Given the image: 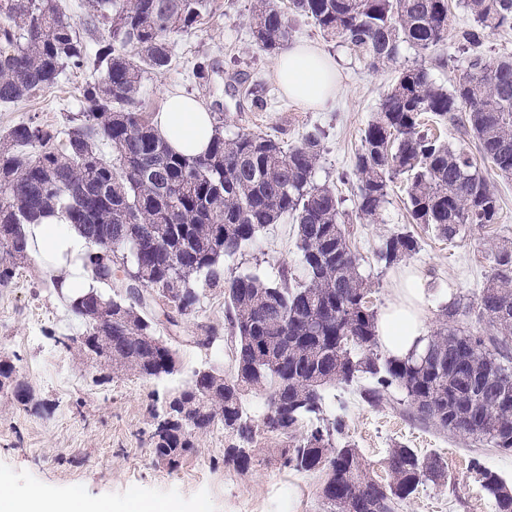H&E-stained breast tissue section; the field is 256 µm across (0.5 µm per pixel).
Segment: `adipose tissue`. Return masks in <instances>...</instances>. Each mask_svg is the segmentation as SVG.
Returning <instances> with one entry per match:
<instances>
[{
  "instance_id": "1",
  "label": "adipose tissue",
  "mask_w": 512,
  "mask_h": 512,
  "mask_svg": "<svg viewBox=\"0 0 512 512\" xmlns=\"http://www.w3.org/2000/svg\"><path fill=\"white\" fill-rule=\"evenodd\" d=\"M275 75L289 98L307 108L335 103L340 89L334 57L310 44L292 45L282 52ZM154 124L171 149L186 155L204 152L215 136L216 124L209 109L198 99L182 94L167 95ZM26 236L31 251L40 258L52 280L76 284L83 291L95 288L91 274L75 277L73 268L58 259L66 251L77 255L89 249L87 239L67 223L62 213L28 225ZM425 297L421 275L411 274L402 288L396 289L394 301L379 317L377 334L391 357L402 359L423 349L427 327L420 305ZM0 512H95V508L76 495L58 499L36 488L21 492L10 480L1 479Z\"/></svg>"
}]
</instances>
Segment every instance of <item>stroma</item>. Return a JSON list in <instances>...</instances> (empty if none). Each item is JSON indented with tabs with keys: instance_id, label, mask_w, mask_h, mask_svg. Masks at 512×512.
Listing matches in <instances>:
<instances>
[{
	"instance_id": "35a3bbf8",
	"label": "stroma",
	"mask_w": 512,
	"mask_h": 512,
	"mask_svg": "<svg viewBox=\"0 0 512 512\" xmlns=\"http://www.w3.org/2000/svg\"><path fill=\"white\" fill-rule=\"evenodd\" d=\"M254 2L207 0L201 25L171 38V66L163 73L145 75L139 95L144 112L157 114L166 93L180 92L206 104L220 101L228 137L262 132L292 144L307 129H323L326 136L315 180L335 187L341 199L351 247L362 255L363 272L372 282L374 310L384 311L407 272H421L427 288L423 307L427 328L436 331L447 322L443 310L449 299L476 301L491 273L495 247L512 246V179L490 178L500 198L497 222L468 225L463 236L450 243L411 223L405 185L399 178L391 183L378 220L360 219L352 172L361 136L401 69L423 67L433 82L445 87L463 75L466 56L455 36L469 27L470 13L461 0H448L449 38L442 46L427 52L402 48L396 62L375 70L340 40L326 38L311 19L288 11L292 42L318 45L341 68L343 91L334 108L317 111L289 100L276 82V54L261 50L252 38L249 15ZM203 59L216 67L205 79L195 74L196 63ZM89 76L86 69H66L54 86L18 104L0 106V131L28 121L65 130L79 111ZM255 87L267 99L265 111L251 106L249 91ZM393 233L412 234L419 250L387 268L377 263L374 252L383 237ZM298 262L295 224L285 217L226 259L224 272L256 273L274 282L281 267L293 269ZM202 326L219 331L221 339L213 348L187 345V337ZM79 328V320L68 314L37 258L18 268L12 287L0 288V356L15 360L41 403L36 410L0 397V477L11 480L17 490L78 494L92 503L115 506L129 500L171 501L181 512H323L320 474L297 472L262 455L248 472H241L224 461L232 440L220 426L202 437L196 452L177 470L156 463L149 439V405L160 404L196 368L214 365L228 371L233 366V342L220 291H208L197 312L183 319L184 338L171 344L182 371L168 380L128 375L93 383L94 363L58 342L59 336ZM372 384L364 375L335 390L348 439L369 474L387 480L384 459L396 445L438 455L446 467L444 481L420 488L404 512H495L475 480L473 467L482 465L511 482L512 453L421 424L399 389H391L379 405H371L362 392Z\"/></svg>"
}]
</instances>
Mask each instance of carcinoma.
Masks as SVG:
<instances>
[{
    "label": "carcinoma",
    "instance_id": "cac0c4a2",
    "mask_svg": "<svg viewBox=\"0 0 512 512\" xmlns=\"http://www.w3.org/2000/svg\"><path fill=\"white\" fill-rule=\"evenodd\" d=\"M326 35L361 53L373 68L393 63L402 47L428 50L448 33V0H291ZM473 24L459 34L468 71L452 89L422 67L399 73L364 130L356 154L357 213L377 219L389 183L406 176L413 224L454 241L468 224H493L499 197L473 155L454 149L427 128L424 116L458 123L478 142L482 161L512 177V57L485 59L496 31L512 30V0H466ZM87 16L108 26L96 73L83 87L78 122L57 129L22 122L0 135V288L14 283L29 257L24 226L60 209L91 243L82 268L107 287L114 266L139 282L122 290L68 298L84 327L63 347L76 349L104 372L161 379L178 372L176 353L157 333L200 307L206 290L224 293L235 339L234 367L193 372L166 399L151 441L156 461L173 471L218 424L234 437L225 457L251 469L260 434L281 448L283 464L324 474L325 512H398L419 487L445 477L437 455L400 445L385 458L389 480L364 468L356 448L342 442L344 419L326 414V391L359 374L375 379L364 392L379 403L392 387L405 391L414 416L452 434L483 439L512 452V248L493 253V269L476 307L445 308L487 320L494 334L442 328L425 349L404 359L377 353V315L369 305L362 258L349 241L336 190L314 181L323 131H306L295 145L263 133L224 136L222 126L201 155L174 152L141 111L144 74L171 63V37L200 24L206 0H85ZM250 27L259 48L288 46L290 27L279 0H257ZM87 49L57 0H0V105L16 104L57 83L64 70L84 66ZM112 146L105 159L98 145ZM285 216L297 226L301 280L288 268L279 281L224 275V260L255 242ZM406 233L381 240L377 261L391 267L416 253ZM0 390L28 404L33 394L16 365L0 361ZM266 393L262 426L243 405ZM495 512H512V488L474 465Z\"/></svg>",
    "mask_w": 512,
    "mask_h": 512
}]
</instances>
